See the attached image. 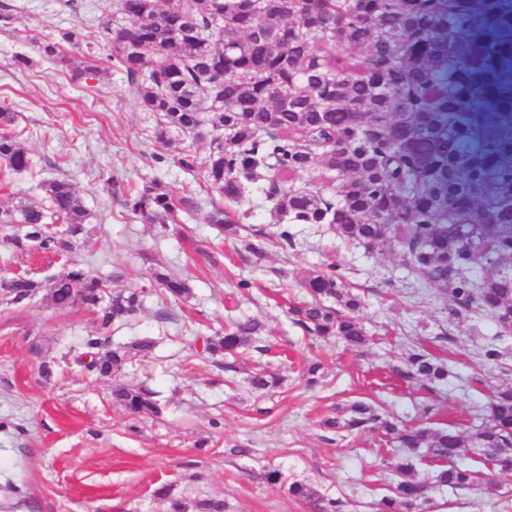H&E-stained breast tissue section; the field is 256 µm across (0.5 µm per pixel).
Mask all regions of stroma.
<instances>
[{
    "label": "stroma",
    "instance_id": "35a3bbf8",
    "mask_svg": "<svg viewBox=\"0 0 512 512\" xmlns=\"http://www.w3.org/2000/svg\"><path fill=\"white\" fill-rule=\"evenodd\" d=\"M59 2L0 0L11 8L0 21V105L13 112L34 164L32 174L0 186V208L40 200L37 178L70 176L91 214L93 244L82 257L93 272L120 262L138 274L146 253L185 278L192 295L173 306L174 320L159 319L163 304L154 294L131 321L113 325V345L144 335L157 344L149 358L109 378L80 371L67 352L94 332L90 312L60 313L39 299L0 305V472L23 490L27 504L18 512H166L153 495L162 484L188 502L221 499L225 512H314L313 501L289 495L293 482L338 500L341 512H376L399 454L371 433L327 441L323 420L364 397L434 428L468 423L491 387L512 385V336H499L486 315L449 318L437 287H421L400 253L367 252L331 225H290L293 243L280 245L260 196L249 219L257 237L219 234L208 222L214 195L203 172L155 162L152 117L108 60L100 21L114 12L112 0H77L75 13ZM76 25L99 60L95 73L49 64L38 52V42L60 40ZM19 55L26 65H17ZM110 177L138 187L157 181L197 207L165 226L143 223L109 196ZM253 243L263 258L250 252ZM330 264L361 300L357 315L370 335L363 352L304 336L286 314L289 299L302 294L304 272ZM243 280L248 288H240ZM246 318L263 324L271 347L265 363L284 378L269 397L248 383L254 359L224 372L203 348L204 337ZM491 344L502 352L495 362L482 356ZM419 347L447 364V385L430 390L391 376L389 363ZM316 360L323 378L311 387L304 372ZM45 361L54 365L48 378L40 373ZM118 385L156 391L162 416L129 415L112 401ZM269 470L280 471L282 483H268ZM494 482L433 491L429 512H512V473Z\"/></svg>",
    "mask_w": 512,
    "mask_h": 512
}]
</instances>
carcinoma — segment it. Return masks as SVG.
<instances>
[{
	"label": "carcinoma",
	"mask_w": 512,
	"mask_h": 512,
	"mask_svg": "<svg viewBox=\"0 0 512 512\" xmlns=\"http://www.w3.org/2000/svg\"><path fill=\"white\" fill-rule=\"evenodd\" d=\"M124 20L102 21L108 60L123 72L143 111L154 116L158 163L192 174L204 168L208 189L229 204L256 191L279 224H332L344 240L368 251H399L410 272L441 287L448 316L489 314L512 335V0H116ZM39 53L63 62L59 44ZM0 109V161L5 176L32 171L23 133ZM212 132L200 160L173 135ZM127 212L148 222L194 205L156 183L138 189L107 181ZM44 197L0 210V245L64 260L45 279L0 273V304L25 307L38 296L58 310L78 304L95 315L97 335L83 342V367L102 377L155 348L151 336L112 347V325L141 310L161 290L177 302L188 283L152 264L140 282L122 264L98 275L78 259L90 244V212L67 176L41 180ZM246 209L232 220L219 206L209 223L236 236ZM309 299L288 314L307 336L336 338L352 349L368 334L355 316L360 300L335 265L301 279ZM263 324L234 323L208 337L204 350L226 372L237 371L258 344ZM393 373L407 383L442 386L448 366L412 351ZM282 378L251 375L266 394ZM113 400L139 417H159L162 405L147 387L118 386ZM340 438L376 433L398 449L400 479L379 512H427L430 491L467 489L478 472L455 462L472 449L478 461L512 472V387L475 410L465 429L409 425L379 405L355 400L324 420ZM438 460L431 480L416 477L414 461ZM156 498L168 512H224V501L187 505L164 484Z\"/></svg>",
	"instance_id": "carcinoma-1"
}]
</instances>
